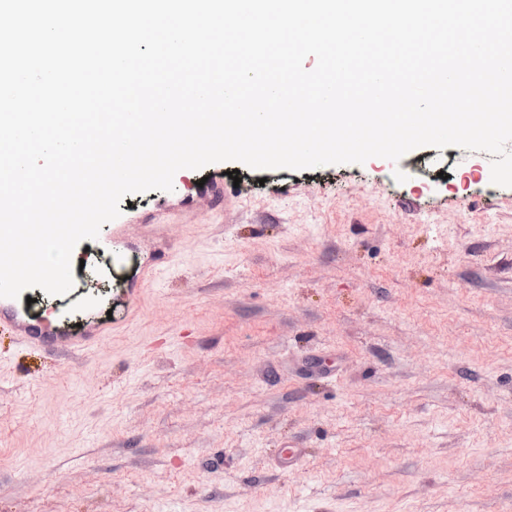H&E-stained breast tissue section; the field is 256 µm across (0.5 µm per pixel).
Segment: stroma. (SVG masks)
Segmentation results:
<instances>
[{"label": "stroma", "mask_w": 512, "mask_h": 512, "mask_svg": "<svg viewBox=\"0 0 512 512\" xmlns=\"http://www.w3.org/2000/svg\"><path fill=\"white\" fill-rule=\"evenodd\" d=\"M491 154L225 170L95 351L0 332V512H512V187ZM75 285L110 297L86 251ZM301 449L293 466L283 452Z\"/></svg>", "instance_id": "1"}]
</instances>
